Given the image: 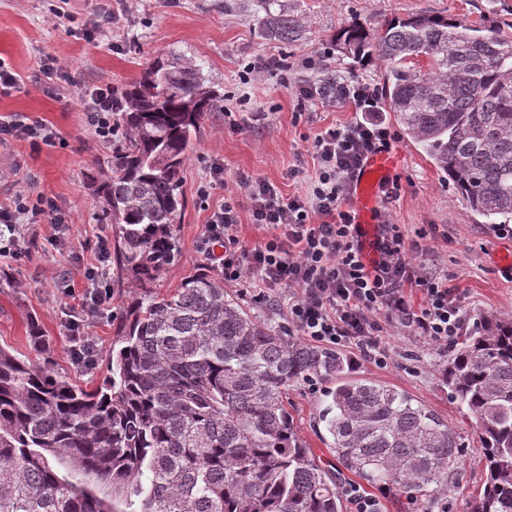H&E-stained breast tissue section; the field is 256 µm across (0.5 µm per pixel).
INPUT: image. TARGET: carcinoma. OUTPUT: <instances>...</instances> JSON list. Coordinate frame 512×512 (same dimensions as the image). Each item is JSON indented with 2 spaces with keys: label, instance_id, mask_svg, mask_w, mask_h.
I'll return each instance as SVG.
<instances>
[{
  "label": "carcinoma",
  "instance_id": "carcinoma-1",
  "mask_svg": "<svg viewBox=\"0 0 512 512\" xmlns=\"http://www.w3.org/2000/svg\"><path fill=\"white\" fill-rule=\"evenodd\" d=\"M252 0L261 38L291 44L298 21ZM335 46L387 63L383 90L401 126L471 208L512 221V32L446 16L353 22ZM427 58V70L411 66ZM224 92L171 51L112 89L100 221L119 229L112 287L144 285L180 257L181 172ZM0 347V512H343L336 480L299 439L289 388L335 380L322 421L339 465L423 501L448 485L460 444L404 392L354 375L338 351L248 312L202 269L132 301L107 376L87 390ZM442 382L476 420L485 467L469 512H512V318L484 315L448 347ZM67 465L58 475L51 460Z\"/></svg>",
  "mask_w": 512,
  "mask_h": 512
}]
</instances>
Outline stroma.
I'll return each mask as SVG.
<instances>
[{
    "label": "stroma",
    "mask_w": 512,
    "mask_h": 512,
    "mask_svg": "<svg viewBox=\"0 0 512 512\" xmlns=\"http://www.w3.org/2000/svg\"><path fill=\"white\" fill-rule=\"evenodd\" d=\"M101 0H70V20L55 21L54 0H0V59L27 83L20 90L0 94V115L18 113L52 125L59 133L54 145L32 150L23 141L0 148V168H18L34 192L53 197L71 217L70 224H26L21 230V254L0 262V345L26 354L27 327L38 323L51 344L55 371L78 386L95 388L107 373L106 359L124 307L135 297L166 293L184 277L206 268L199 245L210 207L233 196L240 205L239 234L255 242L247 208L244 180L261 178L286 194H305L316 163L312 141L325 126L346 124L359 118L354 105L333 109L302 100L299 88L309 82L337 75L381 88L384 61L361 64L335 51L332 36L341 26L357 20L376 27L384 20L411 15H445L477 25L512 23V0H279L302 25L300 41L282 45L262 39L249 10L224 11V0H139L136 9L124 11L119 0L112 10L111 28L93 38L83 31ZM176 51L224 90V109L205 117L190 158L182 172L181 191L186 211L175 232L181 256L148 286L135 284L112 291L108 307L85 317L83 297L87 274L98 263L100 240L115 242L118 229L99 220L100 203L89 180L108 153L85 126L78 88L98 78L120 85L139 77L155 56ZM58 59L65 74L54 89L45 91L29 83L43 54ZM324 57L321 69H307V59ZM272 58L279 69L264 81L251 84L248 103L238 97L243 88L244 67L257 59ZM253 112L264 118L250 122ZM401 196L387 209L393 223L406 236L427 225L439 234L427 254L414 263L448 275L464 297L465 328L481 316L512 317V270L495 262L498 251L512 250V233L494 226L491 218L470 208L445 173L406 133H399L392 148ZM224 169V182L201 200L197 187L210 164ZM58 235V247L45 239ZM225 292L252 313L272 324L288 321V291L279 289L257 299L251 285H225ZM83 317L84 332L97 351L91 366L78 364L70 351L68 322ZM380 342L389 355L387 366L366 361L357 351L348 356L358 376L405 391L430 409L454 431L463 445L459 470L449 490L434 492L433 500L448 512H468L469 502L485 477L475 419L450 395L441 381L440 365L448 351L412 327L397 323L383 326ZM329 381L301 384L288 393V411L299 438L316 461L335 477L339 488L356 485L379 497L385 512H421L417 502L393 490L362 480L338 466L331 452L329 434L320 420L328 403Z\"/></svg>",
    "instance_id": "stroma-1"
}]
</instances>
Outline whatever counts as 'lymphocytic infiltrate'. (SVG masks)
Instances as JSON below:
<instances>
[{
	"instance_id": "obj_1",
	"label": "lymphocytic infiltrate",
	"mask_w": 512,
	"mask_h": 512,
	"mask_svg": "<svg viewBox=\"0 0 512 512\" xmlns=\"http://www.w3.org/2000/svg\"><path fill=\"white\" fill-rule=\"evenodd\" d=\"M300 92L325 107L352 103L371 108L375 92L369 84L337 79L301 87ZM83 121L99 140L112 133V84L107 80L81 85ZM57 132L44 122L18 115L0 120V146L12 140L32 148L50 145ZM397 136L385 122L359 120L321 130L312 143L317 167L303 195L284 194L266 180L245 181L252 223L259 234L253 246L237 235L238 203L234 198L211 210L202 250L225 283L252 281L273 291L289 289L288 330L307 341L353 348L383 367L388 355L378 337L382 319L408 315L425 336L448 346L465 321L458 288L447 276L423 270L410 259L418 242H406L388 212H380L372 240L357 222L351 205L355 180L369 155L391 149ZM69 217L54 200L20 190L0 201V257L19 252L20 224H65ZM422 294L419 310L405 295Z\"/></svg>"
}]
</instances>
